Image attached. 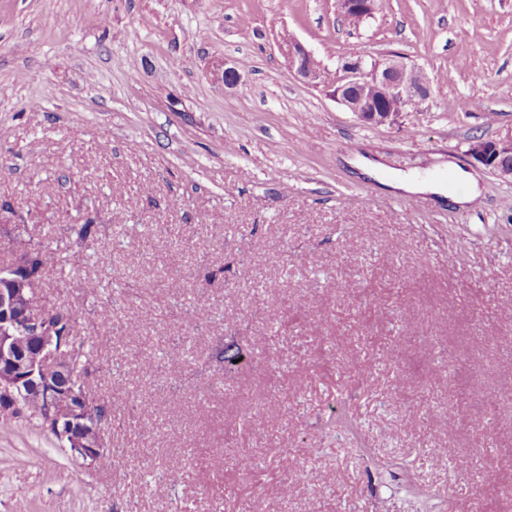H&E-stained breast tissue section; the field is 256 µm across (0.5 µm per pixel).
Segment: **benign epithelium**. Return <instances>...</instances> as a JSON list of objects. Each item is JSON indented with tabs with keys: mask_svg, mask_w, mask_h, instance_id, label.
<instances>
[{
	"mask_svg": "<svg viewBox=\"0 0 512 512\" xmlns=\"http://www.w3.org/2000/svg\"><path fill=\"white\" fill-rule=\"evenodd\" d=\"M379 0H336L340 18H371ZM288 68L304 82L323 84L322 71L313 54L296 38L279 42ZM338 80L327 86L329 96L371 126L391 124L430 94L429 77L401 56L370 63L359 55L340 59ZM469 154L503 179H512V129L496 140L473 142ZM21 254L0 265V417L14 418L25 413L23 400L29 392H42L51 385L53 373L71 376L67 391L69 412L60 418L55 410L57 394L47 397L48 423L56 439L70 457L84 465L98 462L104 446V431L97 424L93 401L81 374L73 371L68 354L57 337L67 335L50 323L44 304L28 281L19 276Z\"/></svg>",
	"mask_w": 512,
	"mask_h": 512,
	"instance_id": "obj_1",
	"label": "benign epithelium"
}]
</instances>
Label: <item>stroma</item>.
Listing matches in <instances>:
<instances>
[{
	"mask_svg": "<svg viewBox=\"0 0 512 512\" xmlns=\"http://www.w3.org/2000/svg\"><path fill=\"white\" fill-rule=\"evenodd\" d=\"M286 35L330 75L352 53L404 56L429 98L362 125L289 71ZM1 87L0 264L21 240L79 253L42 295L94 335L112 422L88 468L34 420L0 419V512H512V411L496 406L512 391V182L468 153L512 128V0H381L355 29L335 0H0ZM451 164L474 202L387 184ZM172 270L211 312L202 328L172 303ZM231 340L242 360L218 362ZM467 387L494 406L484 429L457 403ZM345 404L352 433L330 424ZM448 175L461 186V190L454 194L452 198L457 204L471 203L479 195L477 180L471 173L450 165Z\"/></svg>",
	"mask_w": 512,
	"mask_h": 512,
	"instance_id": "stroma-1",
	"label": "stroma"
}]
</instances>
